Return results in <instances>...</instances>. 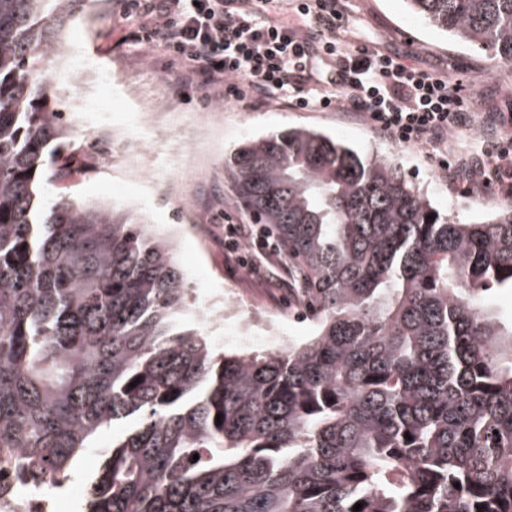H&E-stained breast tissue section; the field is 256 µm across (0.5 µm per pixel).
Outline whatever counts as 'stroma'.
Wrapping results in <instances>:
<instances>
[{
  "mask_svg": "<svg viewBox=\"0 0 512 512\" xmlns=\"http://www.w3.org/2000/svg\"><path fill=\"white\" fill-rule=\"evenodd\" d=\"M128 0H87L80 24L70 35L69 56L90 61L103 78L121 72L126 93L139 102L153 104L163 112L167 124L166 141L154 143L153 181L165 185H185L182 204L125 185L117 195L127 161L124 153L113 150L110 127L129 126L131 113L112 106L111 96L98 98L105 123H97L79 109L85 94L80 80L63 75L65 100L72 115L75 136L64 151L73 162L65 180L49 187V197L65 194L93 205H105L115 213L131 217L149 214L155 232L168 235L174 261L180 269L187 300L197 306L223 293L233 285L269 308L277 307L292 292L293 276L285 256L269 257L251 251L256 263L246 271L236 254L224 247L225 223L244 224L248 218L225 178L224 158L241 143L290 127L323 131L356 149L361 155H380L396 164L406 180L429 198L432 206L457 223L468 224L494 208L484 205L485 185L463 193L442 176L431 147H408L396 143L366 125L349 112H298L284 105L256 107L227 97L225 91L206 85L203 77L185 83L181 73L170 65L163 49L140 40V31L125 19ZM345 18L355 32L356 45L373 44L398 56L407 65L434 69L461 81L464 107L472 116L470 127L454 132L448 145L464 149L476 138L494 134L512 135V64L500 62L491 53L453 42L413 14L405 0H347ZM198 112H218L223 121L214 129L208 152L193 156L187 116ZM184 142L188 151L184 168L167 164L169 141ZM123 184V183H122ZM191 208L207 233L203 241L172 237L169 225L178 223L183 208Z\"/></svg>",
  "mask_w": 512,
  "mask_h": 512,
  "instance_id": "1",
  "label": "stroma"
}]
</instances>
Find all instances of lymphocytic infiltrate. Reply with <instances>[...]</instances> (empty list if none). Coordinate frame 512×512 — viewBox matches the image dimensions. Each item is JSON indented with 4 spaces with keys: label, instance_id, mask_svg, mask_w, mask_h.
<instances>
[{
    "label": "lymphocytic infiltrate",
    "instance_id": "1",
    "mask_svg": "<svg viewBox=\"0 0 512 512\" xmlns=\"http://www.w3.org/2000/svg\"><path fill=\"white\" fill-rule=\"evenodd\" d=\"M146 42L235 99L302 112H351L397 143L438 147L437 166L465 188L492 180L512 196V149L478 143L448 154L468 126L462 86L447 74L350 46L342 0H131Z\"/></svg>",
    "mask_w": 512,
    "mask_h": 512
}]
</instances>
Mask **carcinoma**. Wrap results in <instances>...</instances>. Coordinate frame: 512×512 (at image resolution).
<instances>
[{"label":"carcinoma","instance_id":"cac0c4a2","mask_svg":"<svg viewBox=\"0 0 512 512\" xmlns=\"http://www.w3.org/2000/svg\"><path fill=\"white\" fill-rule=\"evenodd\" d=\"M83 2L0 0V453L16 476L57 489L129 421L84 512H512V321L482 302L512 288V206L458 224L392 162L314 129L240 145L228 179L316 327L218 354L168 241L42 201L74 127L37 73L66 57ZM406 2L512 64V0Z\"/></svg>","mask_w":512,"mask_h":512}]
</instances>
